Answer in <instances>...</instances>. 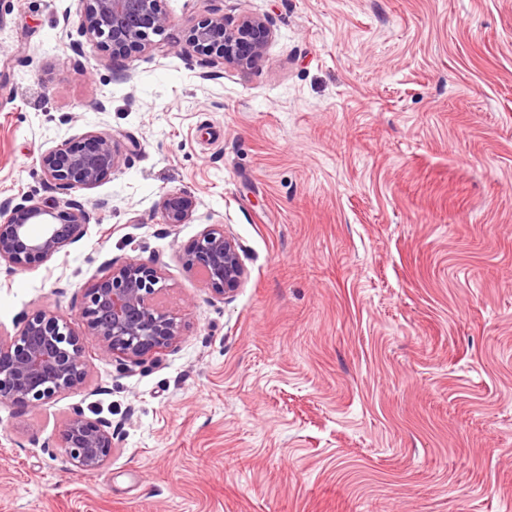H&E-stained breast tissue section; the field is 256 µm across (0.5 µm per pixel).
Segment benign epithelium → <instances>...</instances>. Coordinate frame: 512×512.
I'll list each match as a JSON object with an SVG mask.
<instances>
[{
    "label": "benign epithelium",
    "mask_w": 512,
    "mask_h": 512,
    "mask_svg": "<svg viewBox=\"0 0 512 512\" xmlns=\"http://www.w3.org/2000/svg\"><path fill=\"white\" fill-rule=\"evenodd\" d=\"M77 32L118 59L132 51L156 45L170 16L165 0H80ZM272 39L265 18L246 15L237 20L212 14L193 29L192 47L202 56L220 59L241 70H252L263 60ZM40 163L47 179L59 189H92L109 179L119 164L112 134L88 131L80 140L45 152ZM66 207L62 213L60 207ZM164 222L188 223L197 208L195 197L170 192L159 202ZM88 223L85 209L70 200L36 202L22 195L0 208V265L7 274L32 259H51L78 240ZM236 239L212 225L184 254L190 270L203 272L208 286L227 297L241 287L246 269ZM162 276L154 262L128 258L112 265V273L94 280L83 292L80 316L83 335L51 311H40L24 321L15 335L0 333V404L39 409L61 394L86 385L88 346L111 353L126 365L139 366L149 357L171 348L180 338L177 317L163 307ZM119 436L112 421L86 416L76 407L67 415L58 452L76 467L90 472L111 459Z\"/></svg>",
    "instance_id": "1"
}]
</instances>
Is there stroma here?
Wrapping results in <instances>:
<instances>
[{"label": "stroma", "mask_w": 512, "mask_h": 512, "mask_svg": "<svg viewBox=\"0 0 512 512\" xmlns=\"http://www.w3.org/2000/svg\"><path fill=\"white\" fill-rule=\"evenodd\" d=\"M66 8L0 0V205L59 197L40 156L86 131L121 162L68 191L77 242L0 273V331L83 333V288L138 258L182 332L0 405V512H512V0H167L177 52L118 62ZM215 11L266 18L258 68L202 64ZM212 224L242 246L227 298L183 262ZM75 407L119 435L99 471L55 451ZM159 208L165 223L185 224L192 219L197 208V200L184 192H170L163 195Z\"/></svg>", "instance_id": "1"}]
</instances>
